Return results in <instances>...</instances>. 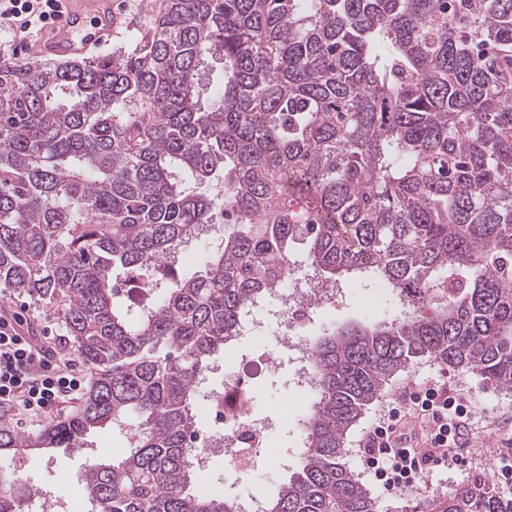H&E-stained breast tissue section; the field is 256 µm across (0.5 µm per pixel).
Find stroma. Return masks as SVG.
<instances>
[{
	"label": "stroma",
	"instance_id": "stroma-1",
	"mask_svg": "<svg viewBox=\"0 0 512 512\" xmlns=\"http://www.w3.org/2000/svg\"><path fill=\"white\" fill-rule=\"evenodd\" d=\"M117 12L124 17V25L113 33L110 43L96 49V56L112 53L114 48L128 46L132 38L146 31L151 20L158 13L162 0H114ZM29 305L46 329L47 345L57 355L71 356L72 349L64 336V329L56 315L45 304L25 301L21 297L0 300V305L13 309ZM401 314L400 304L391 297H378L376 289L365 282H352L336 307L318 313L312 326V335H320L325 327L343 323H375L388 321ZM273 334L253 339H242L236 346L226 347L222 358L216 359L208 375V388L220 391L225 384L224 361L231 358L244 370L249 385L255 391L253 409L265 417L271 427V435L282 448H291L302 432L297 420H281L279 406L294 401V388L287 375H275L260 371L255 360L269 345L274 343ZM443 377L449 386L468 391L481 413V419L474 432L472 443L464 449L465 462L459 469L440 476L427 478L422 488L413 492H389L372 485L368 476L363 475L357 457L358 441L368 427L374 414L399 388L413 385L426 377ZM512 449V391L499 389L483 382L473 370L451 368L428 358L413 361L404 371L393 377L379 397L363 414L359 423L349 432L344 448L343 463L354 474L359 475L362 484L368 485L376 501L377 512H425L432 501L445 499L456 489L479 475L493 476L495 457L498 451ZM125 449L122 434L106 428L89 434L84 446L79 449L57 448L43 456L26 461H10L0 457V466L7 464L15 469L19 478L36 485L52 498L64 502H78L86 497L83 476L90 460L96 457L118 456ZM298 465L297 458H290L287 465L270 467L259 474L234 475L230 472L223 454L212 457L207 470L200 472L202 484L225 486L236 484L239 497L257 491L269 496L275 495L281 485L287 483Z\"/></svg>",
	"mask_w": 512,
	"mask_h": 512
}]
</instances>
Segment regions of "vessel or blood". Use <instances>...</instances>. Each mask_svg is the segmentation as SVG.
Here are the masks:
<instances>
[{"label":"vessel or blood","instance_id":"b4317fda","mask_svg":"<svg viewBox=\"0 0 512 512\" xmlns=\"http://www.w3.org/2000/svg\"><path fill=\"white\" fill-rule=\"evenodd\" d=\"M93 7L94 14L90 17L80 9L68 8L61 18L59 31L37 44L36 56L48 59L77 57L110 38L120 22L112 0H93Z\"/></svg>","mask_w":512,"mask_h":512}]
</instances>
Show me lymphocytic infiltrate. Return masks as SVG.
Segmentation results:
<instances>
[{
	"instance_id": "1",
	"label": "lymphocytic infiltrate",
	"mask_w": 512,
	"mask_h": 512,
	"mask_svg": "<svg viewBox=\"0 0 512 512\" xmlns=\"http://www.w3.org/2000/svg\"><path fill=\"white\" fill-rule=\"evenodd\" d=\"M60 0H0V33L33 39L51 30ZM85 379L72 360L52 363L25 312L0 311V409L38 417L75 400ZM466 394L443 378H430L394 398L367 430L362 465L387 490L410 491L430 474L460 464V448L472 430Z\"/></svg>"
}]
</instances>
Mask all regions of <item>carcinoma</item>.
Masks as SVG:
<instances>
[{
    "instance_id": "cac0c4a2",
    "label": "carcinoma",
    "mask_w": 512,
    "mask_h": 512,
    "mask_svg": "<svg viewBox=\"0 0 512 512\" xmlns=\"http://www.w3.org/2000/svg\"><path fill=\"white\" fill-rule=\"evenodd\" d=\"M297 244L317 278L427 312L313 342L301 465L264 512H376L341 458L391 378L429 357L512 390V0H163L131 50L0 59V294L56 309L93 371L63 421L0 427V455L120 426L85 471L95 512H242L196 485L199 388ZM41 495L0 469V512ZM441 512L512 499L477 479Z\"/></svg>"
}]
</instances>
